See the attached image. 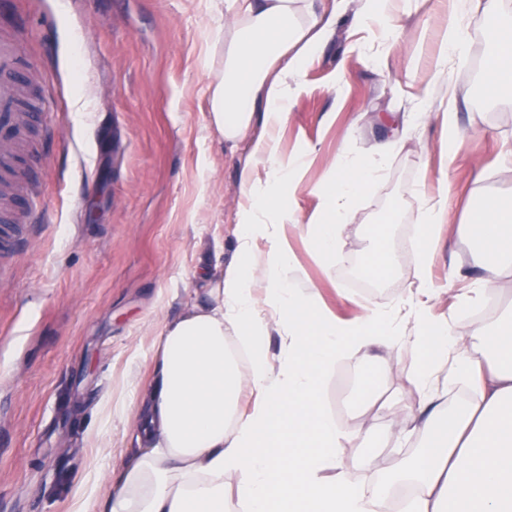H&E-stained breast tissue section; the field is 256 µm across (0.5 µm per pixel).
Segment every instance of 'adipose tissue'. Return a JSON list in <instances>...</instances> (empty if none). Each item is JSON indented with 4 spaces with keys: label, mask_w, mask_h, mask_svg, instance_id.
<instances>
[{
    "label": "adipose tissue",
    "mask_w": 512,
    "mask_h": 512,
    "mask_svg": "<svg viewBox=\"0 0 512 512\" xmlns=\"http://www.w3.org/2000/svg\"><path fill=\"white\" fill-rule=\"evenodd\" d=\"M224 0V69L210 86V126L230 146L250 144L240 183L250 205L240 216L235 258L202 276L156 340L149 388L130 400L134 448L120 449L110 468L93 466L74 490L75 512L95 501L98 512H224V480L248 512H387L390 486L362 484L337 457L361 448L371 429L346 424L323 408L327 370L345 360L362 366L380 359L389 375L405 357L416 362L417 400L390 401L395 437L416 439L413 458L395 465V483L407 489L402 512H512V315L481 323L473 335L435 315L426 257L435 229L448 221V195L424 205L414 245L423 257L418 292L405 303L407 320L370 307L344 323L322 306L313 288L299 287L280 228L296 223L283 201L302 171L300 157L282 156L273 132L286 124L305 92L310 61L333 36L338 19L353 13L350 45L357 56L377 32L379 48L395 33L387 26L394 0ZM453 21L437 32L432 83L454 96L448 62L466 52L459 20L479 13L494 43L485 69L488 97L512 99V21L503 0H451ZM457 107L416 99L395 136L371 154L341 151L316 186L320 208L305 233L329 263L386 157L413 121L440 118L449 141L460 135ZM262 133H255V123ZM461 233L479 244L482 269L456 307L464 312L505 296L500 279L512 272V198H490L474 208ZM266 250H258V241ZM279 335L271 351V335ZM467 396L449 404L456 389ZM253 403L241 409L240 399Z\"/></svg>",
    "instance_id": "adipose-tissue-1"
}]
</instances>
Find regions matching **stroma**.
I'll return each mask as SVG.
<instances>
[{
  "label": "stroma",
  "mask_w": 512,
  "mask_h": 512,
  "mask_svg": "<svg viewBox=\"0 0 512 512\" xmlns=\"http://www.w3.org/2000/svg\"><path fill=\"white\" fill-rule=\"evenodd\" d=\"M450 0H409L392 17L401 32L386 59L365 62L346 51L350 19L310 64L307 89L278 130L282 154L306 165L292 199L300 226L286 225L304 288L352 322L367 307H397L415 285L418 255L407 250L383 273L385 286L366 292L362 264L378 227L390 240L421 222L408 187L436 193L448 181V225L437 228L429 281L439 288L435 314L453 311L457 290L479 276L477 245L449 237L471 205L512 195V103L482 93L492 51L479 16L465 20L468 53L449 63L463 131L446 158L440 121L412 128L385 161L376 185L362 193L353 224L332 265L310 249L301 229L320 205L312 187L342 149L366 154L391 136L389 113H407L432 91L436 33ZM224 0H11L0 31L18 34L30 58L17 90L37 83L50 105V129L32 133L28 187L42 198L49 222L29 223L26 195L0 197V227L17 225L27 240L0 254V512H71L70 491L89 460L130 445L131 412L120 403L149 384L155 342L189 298L194 281L236 250L246 203L239 172L247 144L229 151L208 122V88L224 67L216 36ZM341 84H333L335 74ZM82 111H75V104ZM351 365L333 370L325 388L331 412L374 430V467L360 448L338 455L362 483L386 480L414 443L386 437L384 401L416 397L415 364L340 392ZM114 404L111 423L100 413Z\"/></svg>",
  "instance_id": "stroma-1"
}]
</instances>
